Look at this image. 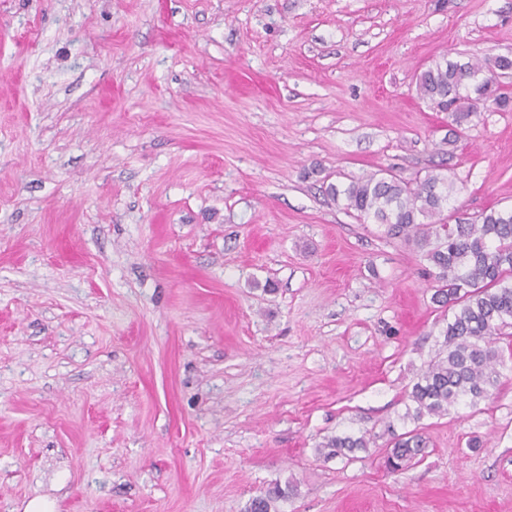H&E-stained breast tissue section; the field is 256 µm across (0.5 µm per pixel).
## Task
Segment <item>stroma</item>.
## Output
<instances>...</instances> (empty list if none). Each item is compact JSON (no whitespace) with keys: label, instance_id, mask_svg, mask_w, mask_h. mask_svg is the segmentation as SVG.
<instances>
[{"label":"stroma","instance_id":"35a3bbf8","mask_svg":"<svg viewBox=\"0 0 512 512\" xmlns=\"http://www.w3.org/2000/svg\"><path fill=\"white\" fill-rule=\"evenodd\" d=\"M501 54L512 0H0V512H512V336L409 417L427 262L326 193L440 164L449 213L512 206V110L452 138L415 91ZM427 443L421 434L409 431L394 438L386 464L391 472L402 470L417 456H423ZM368 444L369 441L366 440L364 435L359 437L336 436L329 439L323 447L329 449L327 456L337 457L339 455H346L345 451L352 453L356 449L367 448ZM294 493V488L288 483L282 487L275 483L264 492L253 497L246 505L245 512H276V504L287 500Z\"/></svg>","mask_w":512,"mask_h":512}]
</instances>
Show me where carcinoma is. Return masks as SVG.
Instances as JSON below:
<instances>
[{
    "label": "carcinoma",
    "instance_id": "obj_1",
    "mask_svg": "<svg viewBox=\"0 0 512 512\" xmlns=\"http://www.w3.org/2000/svg\"><path fill=\"white\" fill-rule=\"evenodd\" d=\"M512 73L508 55L447 61L421 71L416 93L451 117L456 131L494 107L512 105L500 78ZM328 193L345 201V208L383 227L389 239L414 246L429 264L433 302L452 313L440 332L447 355L430 364L411 385L408 400L416 419L444 415L467 398L486 396L497 383L501 354L495 337L512 328V208L485 211L470 222L446 214L455 193L454 182L441 168L403 180L390 173L372 174L347 184H331ZM365 436L328 440V456L337 457L368 447ZM427 443L421 434L394 438L386 464L397 472L422 456ZM294 493L290 484H274L246 505L245 512H276V504Z\"/></svg>",
    "mask_w": 512,
    "mask_h": 512
}]
</instances>
